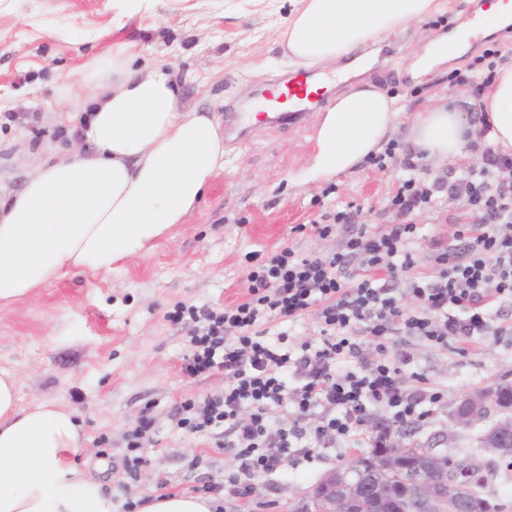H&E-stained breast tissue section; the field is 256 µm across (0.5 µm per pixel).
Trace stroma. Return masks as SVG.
I'll list each match as a JSON object with an SVG mask.
<instances>
[{"mask_svg":"<svg viewBox=\"0 0 512 512\" xmlns=\"http://www.w3.org/2000/svg\"><path fill=\"white\" fill-rule=\"evenodd\" d=\"M468 2L439 0L426 20L391 37L382 62L363 74L405 108L389 135L397 149L386 168L365 160L339 176L312 180L307 168L316 112L306 111L296 126L247 122L248 139L225 133L223 167L184 223L157 240L149 254L129 257L109 274L69 273L0 311V369L16 375L21 406L51 401L77 412L86 439L84 469L102 482L114 506L190 493L199 475L221 482L238 467L232 452L216 449L217 434H193L175 424L173 408L186 396L224 389L223 372L197 379L183 374L189 327L170 321L176 305L224 308L244 301L249 253L287 246L302 254L337 250L347 230L341 226L319 238L312 222L322 212L354 206L362 222L384 228L392 221L385 200L406 163H414L416 177L427 183L475 164L468 151L455 161L435 162L409 146L416 116L448 100L458 101L467 121H474L476 100L469 88L450 82L451 72L466 73L491 46L499 50L497 65H512V34L501 29L430 76L412 77L408 67L419 44L458 26ZM299 5L300 0H141L135 7L129 0H0V194L24 186L42 145L75 143L54 102L65 96L76 71L108 57L113 45H132L172 70L184 110L219 117L245 113L264 89L284 74H296V67L283 63L281 40ZM468 210L465 199L446 196L440 207L416 216V275H433L430 238L452 241ZM405 348L412 358L406 388L417 389L423 376L442 399L429 423L395 431L393 441L503 465L502 457L481 448L485 422L461 427L455 412L462 397L512 382V331L454 338L444 347L410 336ZM145 410L156 431L131 480L125 433ZM354 454L339 445L311 459L288 456L277 473L248 476L246 495H222V512H302L306 492Z\"/></svg>","mask_w":512,"mask_h":512,"instance_id":"35a3bbf8","label":"stroma"}]
</instances>
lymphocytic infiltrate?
Here are the masks:
<instances>
[{
  "label": "lymphocytic infiltrate",
  "instance_id": "obj_1",
  "mask_svg": "<svg viewBox=\"0 0 512 512\" xmlns=\"http://www.w3.org/2000/svg\"><path fill=\"white\" fill-rule=\"evenodd\" d=\"M477 119L468 141L477 166L445 184L401 180L386 199L393 222L385 229L360 222L356 209L323 213L314 223L320 238L337 225L352 227L340 250L301 255L284 247L248 272L246 301L221 311L178 310L177 320L192 325L185 375L223 372L224 389L186 398L176 424L194 433L223 430L225 447L244 465L224 483L203 482L201 492L240 493L245 475L276 472L295 449L311 457L339 442L384 448L393 430L433 416L440 390L406 389L403 368L411 358L389 356V348L405 336L444 347L452 337L488 335L492 309L512 302V153L490 141L487 113ZM443 192L466 199L469 220L453 243L432 241L435 273L416 278L413 217L434 210ZM407 296L412 306L404 305ZM311 312L314 328L296 347L287 332L268 329L271 321L292 325ZM371 346L377 358H368ZM377 412L386 422L370 427Z\"/></svg>",
  "mask_w": 512,
  "mask_h": 512
}]
</instances>
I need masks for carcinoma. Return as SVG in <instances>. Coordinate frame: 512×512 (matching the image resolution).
Here are the masks:
<instances>
[{"label":"carcinoma","mask_w":512,"mask_h":512,"mask_svg":"<svg viewBox=\"0 0 512 512\" xmlns=\"http://www.w3.org/2000/svg\"><path fill=\"white\" fill-rule=\"evenodd\" d=\"M493 438L512 447V418L505 417L493 422L483 434L480 443ZM390 448H374L369 453H361L357 458L369 460L379 456L386 470L375 469L368 464L361 470L349 472L340 468L331 471L320 479L330 492L352 489L350 512H413V503L406 492V485L418 475V468L425 465L437 479L443 490H448V477H453L467 490V496L485 501L490 512H507L508 504L486 490L485 479L471 469L470 457L458 455L440 459L430 458L419 449H411L408 466L402 467L390 458Z\"/></svg>","instance_id":"1"}]
</instances>
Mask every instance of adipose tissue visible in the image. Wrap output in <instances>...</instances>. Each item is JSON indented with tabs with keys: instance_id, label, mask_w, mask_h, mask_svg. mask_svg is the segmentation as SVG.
I'll list each match as a JSON object with an SVG mask.
<instances>
[{
	"instance_id": "adipose-tissue-1",
	"label": "adipose tissue",
	"mask_w": 512,
	"mask_h": 512,
	"mask_svg": "<svg viewBox=\"0 0 512 512\" xmlns=\"http://www.w3.org/2000/svg\"><path fill=\"white\" fill-rule=\"evenodd\" d=\"M285 27L289 61L308 68L355 56L423 21L436 0H301ZM468 29L422 42L413 76L456 57ZM127 47L80 71L68 92L80 143L64 156L49 152L20 191L0 196V308L27 298L66 272H112L148 253L183 223L224 164V136L214 117L184 112L173 74L137 72ZM493 144L512 152V65L501 67L483 99ZM397 101L359 81L322 108L309 178L329 179L378 150L399 122ZM463 113L439 106L422 113L411 140L436 161L462 155ZM81 425L73 410L52 403L19 405L15 375L0 370V512H113L98 481L84 472Z\"/></svg>"
}]
</instances>
